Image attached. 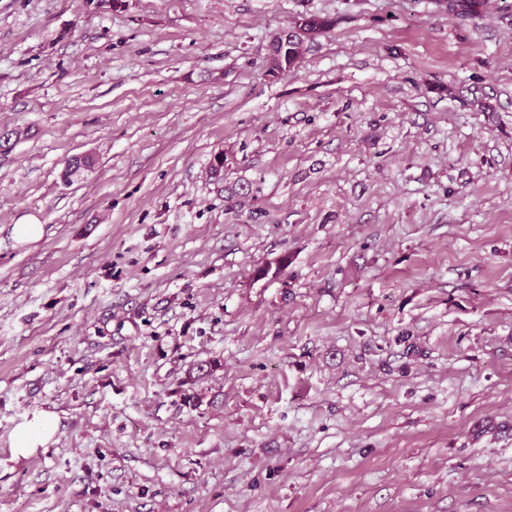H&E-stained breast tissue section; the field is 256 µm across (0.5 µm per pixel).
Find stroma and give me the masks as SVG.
I'll return each instance as SVG.
<instances>
[{
	"mask_svg": "<svg viewBox=\"0 0 512 512\" xmlns=\"http://www.w3.org/2000/svg\"><path fill=\"white\" fill-rule=\"evenodd\" d=\"M1 130L0 512H512V0H0ZM332 19L319 15H310L299 20L293 28H289V39L287 33H279L281 41L277 40V45L271 44L269 50L275 49L279 43L286 45L288 40V55H271L269 58V72L272 74H282L288 72L301 56L303 55L306 41H311L314 37L332 26ZM54 419L44 416L36 426L22 428L16 438L13 453L16 457L26 458L33 455L38 448H44L55 431Z\"/></svg>",
	"mask_w": 512,
	"mask_h": 512,
	"instance_id": "obj_1",
	"label": "stroma"
}]
</instances>
